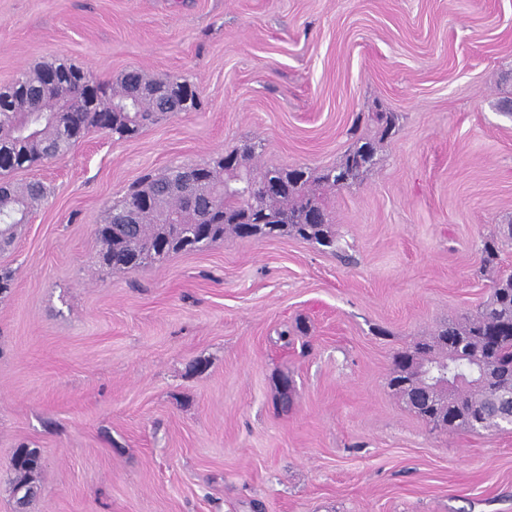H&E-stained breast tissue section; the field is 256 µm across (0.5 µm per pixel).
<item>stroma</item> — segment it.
<instances>
[{"label": "stroma", "mask_w": 512, "mask_h": 512, "mask_svg": "<svg viewBox=\"0 0 512 512\" xmlns=\"http://www.w3.org/2000/svg\"><path fill=\"white\" fill-rule=\"evenodd\" d=\"M55 59L184 77L201 107L12 175L46 195L0 251V512L23 446L27 512H512V431L433 429L389 387L512 273L511 241L481 259L512 223V0H0V86ZM378 112L376 164L325 196L345 257L254 237L102 263L143 171L246 143L261 171L331 168ZM42 466V459L36 450L19 448L10 464L11 482L18 506L25 512L27 506L37 495L38 486L34 476Z\"/></svg>", "instance_id": "obj_1"}]
</instances>
